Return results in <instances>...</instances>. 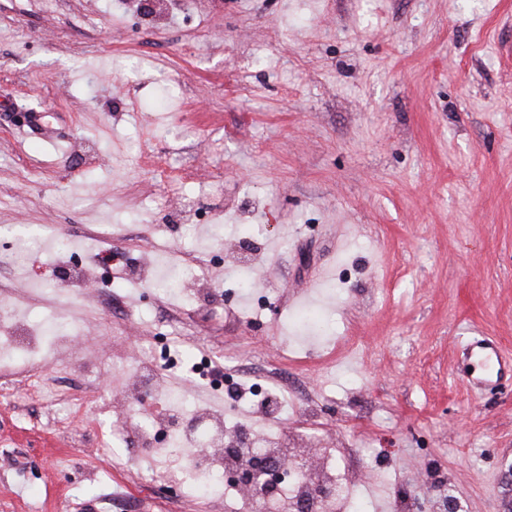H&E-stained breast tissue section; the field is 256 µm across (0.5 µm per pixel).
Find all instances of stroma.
<instances>
[{
  "label": "stroma",
  "mask_w": 512,
  "mask_h": 512,
  "mask_svg": "<svg viewBox=\"0 0 512 512\" xmlns=\"http://www.w3.org/2000/svg\"><path fill=\"white\" fill-rule=\"evenodd\" d=\"M0 0V310L75 328L0 397V512H225L181 447L102 446L137 390L125 364L184 327L158 388L223 414L195 357L298 381L249 421L346 456L373 445L357 512L388 491L512 512V0ZM199 218H183L187 207ZM108 243L121 263L102 271ZM267 296L264 322L225 280ZM163 469L176 484H148ZM470 358H474L476 367L473 368L472 384L484 387L495 384L503 371V363L496 350L485 341H474L470 344Z\"/></svg>",
  "instance_id": "1"
}]
</instances>
